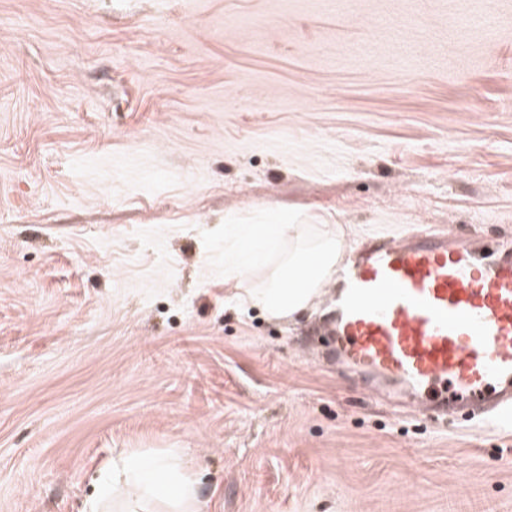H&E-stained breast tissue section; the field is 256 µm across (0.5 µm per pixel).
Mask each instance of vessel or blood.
Listing matches in <instances>:
<instances>
[{
	"mask_svg": "<svg viewBox=\"0 0 512 512\" xmlns=\"http://www.w3.org/2000/svg\"><path fill=\"white\" fill-rule=\"evenodd\" d=\"M338 359L438 409L512 421V252L477 253L434 232L373 240L336 290L325 333Z\"/></svg>",
	"mask_w": 512,
	"mask_h": 512,
	"instance_id": "1",
	"label": "vessel or blood"
}]
</instances>
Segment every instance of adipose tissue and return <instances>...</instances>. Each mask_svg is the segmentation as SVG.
<instances>
[{
	"mask_svg": "<svg viewBox=\"0 0 512 512\" xmlns=\"http://www.w3.org/2000/svg\"><path fill=\"white\" fill-rule=\"evenodd\" d=\"M236 247L224 258L230 301L289 322L313 310L350 250L341 224H228ZM84 512H201L196 474L179 449L119 453L100 469Z\"/></svg>",
	"mask_w": 512,
	"mask_h": 512,
	"instance_id": "ef3b65f1",
	"label": "adipose tissue"
}]
</instances>
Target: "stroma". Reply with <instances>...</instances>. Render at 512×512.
Returning a JSON list of instances; mask_svg holds the SVG:
<instances>
[{
  "instance_id": "35a3bbf8",
  "label": "stroma",
  "mask_w": 512,
  "mask_h": 512,
  "mask_svg": "<svg viewBox=\"0 0 512 512\" xmlns=\"http://www.w3.org/2000/svg\"><path fill=\"white\" fill-rule=\"evenodd\" d=\"M228 224L512 246V0H0V512L166 448L202 512H512V428L225 302Z\"/></svg>"
}]
</instances>
